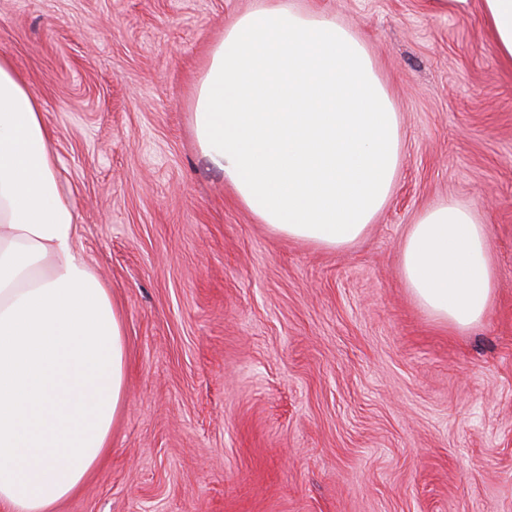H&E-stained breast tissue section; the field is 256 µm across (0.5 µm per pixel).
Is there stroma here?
Wrapping results in <instances>:
<instances>
[{"instance_id":"35a3bbf8","label":"stroma","mask_w":512,"mask_h":512,"mask_svg":"<svg viewBox=\"0 0 512 512\" xmlns=\"http://www.w3.org/2000/svg\"><path fill=\"white\" fill-rule=\"evenodd\" d=\"M260 2L0 0L126 328L112 446L57 512H512V69L480 0H294L361 36L399 116L392 195L341 250L271 232L194 138L210 51ZM446 199L497 273L468 332L401 274Z\"/></svg>"}]
</instances>
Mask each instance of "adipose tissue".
Instances as JSON below:
<instances>
[{"label":"adipose tissue","instance_id":"1","mask_svg":"<svg viewBox=\"0 0 512 512\" xmlns=\"http://www.w3.org/2000/svg\"><path fill=\"white\" fill-rule=\"evenodd\" d=\"M512 67V0H480ZM194 131L240 203L275 233L353 245L386 206L402 150L398 115L364 42L289 0L240 15L196 91ZM42 106L0 54V512H55L112 445L126 398L122 316L76 247ZM486 229L443 201L407 231L403 281L465 331L496 290Z\"/></svg>","mask_w":512,"mask_h":512}]
</instances>
